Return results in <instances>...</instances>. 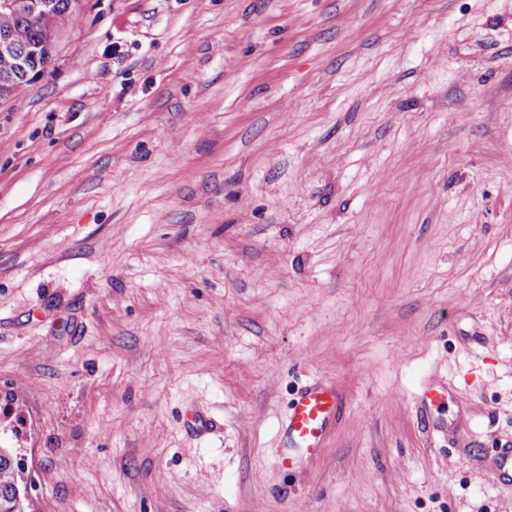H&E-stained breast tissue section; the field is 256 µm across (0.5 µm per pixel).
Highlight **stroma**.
<instances>
[{
	"label": "stroma",
	"instance_id": "1",
	"mask_svg": "<svg viewBox=\"0 0 512 512\" xmlns=\"http://www.w3.org/2000/svg\"><path fill=\"white\" fill-rule=\"evenodd\" d=\"M312 376L340 413L289 470ZM508 441L512 0H83L0 101L34 512H512Z\"/></svg>",
	"mask_w": 512,
	"mask_h": 512
}]
</instances>
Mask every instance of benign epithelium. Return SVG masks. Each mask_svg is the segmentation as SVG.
<instances>
[{
    "mask_svg": "<svg viewBox=\"0 0 512 512\" xmlns=\"http://www.w3.org/2000/svg\"><path fill=\"white\" fill-rule=\"evenodd\" d=\"M18 14L28 18L42 34V42L19 54L17 70L29 81L50 71L54 53L61 37L54 28V0H0V14ZM39 58L41 63L31 68L28 59Z\"/></svg>",
    "mask_w": 512,
    "mask_h": 512,
    "instance_id": "obj_1",
    "label": "benign epithelium"
}]
</instances>
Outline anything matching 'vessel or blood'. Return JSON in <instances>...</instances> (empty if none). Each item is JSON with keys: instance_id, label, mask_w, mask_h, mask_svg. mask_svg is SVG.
I'll return each mask as SVG.
<instances>
[{"instance_id": "vessel-or-blood-1", "label": "vessel or blood", "mask_w": 512, "mask_h": 512, "mask_svg": "<svg viewBox=\"0 0 512 512\" xmlns=\"http://www.w3.org/2000/svg\"><path fill=\"white\" fill-rule=\"evenodd\" d=\"M338 409L339 398L332 384L314 378L298 388L281 424L289 447L281 465L300 466L317 455L336 421Z\"/></svg>"}]
</instances>
